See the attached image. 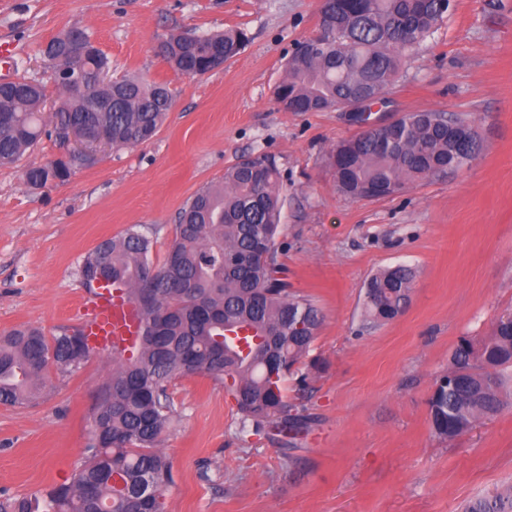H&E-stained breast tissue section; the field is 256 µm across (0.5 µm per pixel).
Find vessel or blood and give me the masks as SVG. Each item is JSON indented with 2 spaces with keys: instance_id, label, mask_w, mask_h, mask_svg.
I'll return each mask as SVG.
<instances>
[{
  "instance_id": "obj_1",
  "label": "vessel or blood",
  "mask_w": 512,
  "mask_h": 512,
  "mask_svg": "<svg viewBox=\"0 0 512 512\" xmlns=\"http://www.w3.org/2000/svg\"><path fill=\"white\" fill-rule=\"evenodd\" d=\"M84 306V330L96 349L124 354L134 349L141 334V314L122 286L97 289L87 295Z\"/></svg>"
}]
</instances>
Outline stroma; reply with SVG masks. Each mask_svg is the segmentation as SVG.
Wrapping results in <instances>:
<instances>
[{"mask_svg": "<svg viewBox=\"0 0 512 512\" xmlns=\"http://www.w3.org/2000/svg\"><path fill=\"white\" fill-rule=\"evenodd\" d=\"M322 0H0V37L16 41L17 75L49 79L40 53L72 27L89 29L112 74L163 82L174 105L147 143L97 152L63 183L30 188L25 168L61 157L41 143L0 166V333L82 326L78 269L101 241L136 226L162 260L188 198L241 158L273 156L286 189L279 260L293 291L324 321L295 367L310 390L284 386L313 416L296 436L243 431L221 382L176 380V414L161 448L171 462L167 512H461L512 485V401L445 441L427 401L461 339L480 347L512 312V0H454L433 35L409 50L373 117L444 111L474 124L482 151L464 168L402 192L353 200L336 186L330 152L359 133L346 112H287L275 100L298 42L319 32ZM247 30L223 68L189 77L156 53L191 31ZM410 266L414 288L395 319L364 314L368 281ZM319 359L321 369L310 366ZM112 359L95 353L51 375L25 407L0 405V497H34L70 482L89 441L96 391Z\"/></svg>", "mask_w": 512, "mask_h": 512, "instance_id": "obj_1", "label": "stroma"}]
</instances>
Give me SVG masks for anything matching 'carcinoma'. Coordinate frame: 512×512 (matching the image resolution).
I'll return each mask as SVG.
<instances>
[{
	"mask_svg": "<svg viewBox=\"0 0 512 512\" xmlns=\"http://www.w3.org/2000/svg\"><path fill=\"white\" fill-rule=\"evenodd\" d=\"M448 8L442 0H323L321 27L329 34L312 54L293 55L275 89L295 112L345 109L354 93L385 94L400 72L403 53L432 35ZM92 34L69 28L41 50L58 73L53 84L62 108L45 111L46 86L18 77L0 84V166L16 163L42 136L63 138L70 125L110 131L112 143L137 146L154 136L173 105L164 83L122 76L73 91L76 72L95 76L110 68L101 50L88 51ZM248 42L242 29L164 41L163 59L192 76L213 71L214 56L227 62ZM469 129L460 151L450 130ZM482 150L465 119L446 112H408L382 138L368 133L331 151L338 189L354 199L370 186L401 191L446 170L461 169ZM72 173L55 160L24 170L41 189ZM285 194L274 158H242L224 179L200 188L178 212L174 237L160 264L152 241L133 226L100 242L79 267L84 288L125 284L141 308L145 329L138 352L112 358L102 385L85 457L72 481L46 495L45 512H166L170 463L159 445L175 414L169 394L177 378L206 374L236 400L242 430L283 436L307 427L310 417L291 412L284 378L305 358L323 316L315 303L288 288L277 243ZM414 272L398 265L374 275L365 293L368 320L386 322L409 303ZM82 329L47 337L37 328L0 335V404L21 407L45 387L50 372L68 374L88 356ZM452 375L440 376L428 399L433 433L452 440L505 405L504 371L512 370V315L499 317L480 349L460 340ZM0 512H32L26 498L0 500ZM464 512H512V486L469 502Z\"/></svg>",
	"mask_w": 512,
	"mask_h": 512,
	"instance_id": "obj_1",
	"label": "carcinoma"
}]
</instances>
